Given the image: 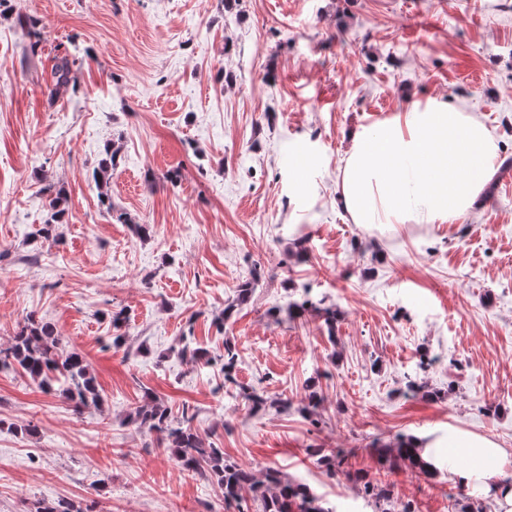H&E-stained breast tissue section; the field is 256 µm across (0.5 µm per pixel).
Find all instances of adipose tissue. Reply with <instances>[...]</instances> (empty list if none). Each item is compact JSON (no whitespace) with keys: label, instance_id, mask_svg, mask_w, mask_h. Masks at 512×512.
Wrapping results in <instances>:
<instances>
[{"label":"adipose tissue","instance_id":"ef3b65f1","mask_svg":"<svg viewBox=\"0 0 512 512\" xmlns=\"http://www.w3.org/2000/svg\"><path fill=\"white\" fill-rule=\"evenodd\" d=\"M498 147L475 115L444 102L399 112L357 131L339 169L341 201L353 223L366 230L403 224H453L476 204L494 176ZM424 450L451 448L465 458L457 476L489 481L498 512H512V468L491 439L448 430L414 438Z\"/></svg>","mask_w":512,"mask_h":512}]
</instances>
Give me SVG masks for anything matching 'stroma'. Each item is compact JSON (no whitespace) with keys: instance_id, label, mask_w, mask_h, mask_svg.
<instances>
[{"instance_id":"stroma-1","label":"stroma","mask_w":512,"mask_h":512,"mask_svg":"<svg viewBox=\"0 0 512 512\" xmlns=\"http://www.w3.org/2000/svg\"><path fill=\"white\" fill-rule=\"evenodd\" d=\"M431 100L480 116L499 167L456 223L366 232L338 200L351 136ZM109 144L120 159L105 208L93 174ZM509 172L512 0H0V343L27 315L50 322L105 399L79 412L0 371V512L63 498L88 512H234L130 421L148 391L173 417L190 412L225 459L280 470L336 512L360 487L308 449L350 451L351 471L417 512L462 495L497 512L483 483L456 478L465 460L428 479L379 450L453 427L512 456ZM50 183L66 211L57 242L38 234ZM247 281L251 297L218 327ZM306 294L335 308V332L289 314ZM119 310L128 343L115 348ZM183 336L214 363L182 361ZM228 339L238 383L266 393V410L226 392ZM409 376L423 392L403 394ZM29 423L36 435L16 434Z\"/></svg>"}]
</instances>
